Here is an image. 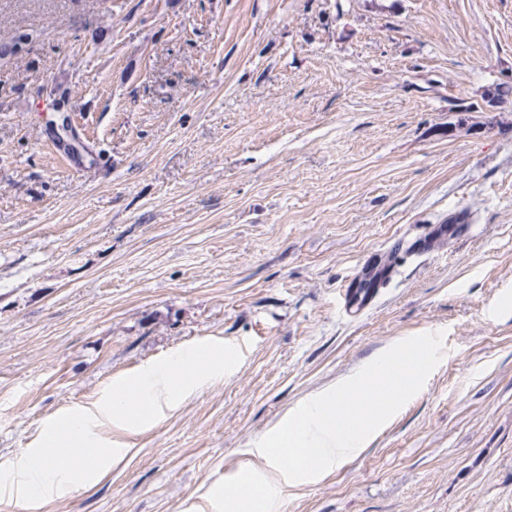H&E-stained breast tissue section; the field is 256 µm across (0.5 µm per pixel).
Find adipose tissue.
I'll return each mask as SVG.
<instances>
[{
	"label": "adipose tissue",
	"mask_w": 512,
	"mask_h": 512,
	"mask_svg": "<svg viewBox=\"0 0 512 512\" xmlns=\"http://www.w3.org/2000/svg\"><path fill=\"white\" fill-rule=\"evenodd\" d=\"M217 373L216 364L208 354L184 353L143 374L131 389L113 393L104 411L123 425H142L151 419L159 402H174L187 394L193 379L211 378ZM64 451L79 459L78 464L67 471L58 470L54 465L57 454ZM111 463V449L96 447L87 439L85 418L71 417L63 420L44 450L26 457L23 482L29 494L38 496L87 483Z\"/></svg>",
	"instance_id": "ef3b65f1"
}]
</instances>
